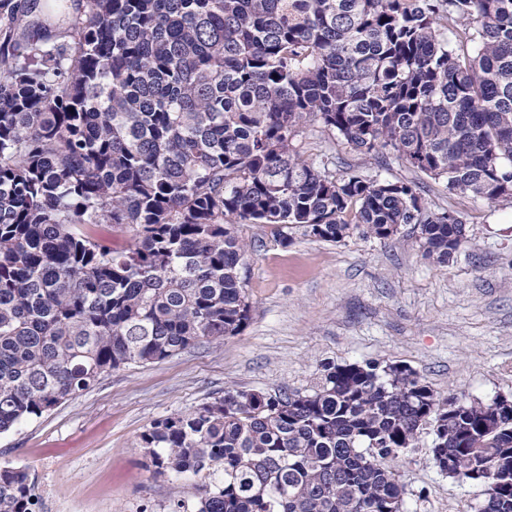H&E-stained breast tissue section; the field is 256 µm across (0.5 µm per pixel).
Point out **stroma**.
I'll list each match as a JSON object with an SVG mask.
<instances>
[{"label":"stroma","instance_id":"stroma-1","mask_svg":"<svg viewBox=\"0 0 512 512\" xmlns=\"http://www.w3.org/2000/svg\"><path fill=\"white\" fill-rule=\"evenodd\" d=\"M337 157L366 175L416 179L398 159L380 168L344 143ZM434 209L456 211L468 241L448 262L428 257L413 225L388 241L340 242L243 224V332L163 361L112 371L41 417L0 434V467L26 469L39 512H193L206 475H157L138 450L151 424L195 411L225 388L307 393L328 364L377 362L416 371L438 399L512 398V203L448 194L426 180ZM430 432L402 456L408 512H475L481 486L433 463Z\"/></svg>","mask_w":512,"mask_h":512}]
</instances>
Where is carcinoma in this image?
Wrapping results in <instances>:
<instances>
[{
  "mask_svg": "<svg viewBox=\"0 0 512 512\" xmlns=\"http://www.w3.org/2000/svg\"><path fill=\"white\" fill-rule=\"evenodd\" d=\"M311 124L512 202V0H0V434L239 334V224L284 246L413 224L439 261L467 243L419 183L305 155ZM428 427L440 471L494 468L478 512H512V410L441 403L402 365H331L308 394L227 388L140 447L159 475L219 476L196 512H404L396 464ZM37 508L28 472L0 467V512Z\"/></svg>",
  "mask_w": 512,
  "mask_h": 512,
  "instance_id": "cac0c4a2",
  "label": "carcinoma"
}]
</instances>
